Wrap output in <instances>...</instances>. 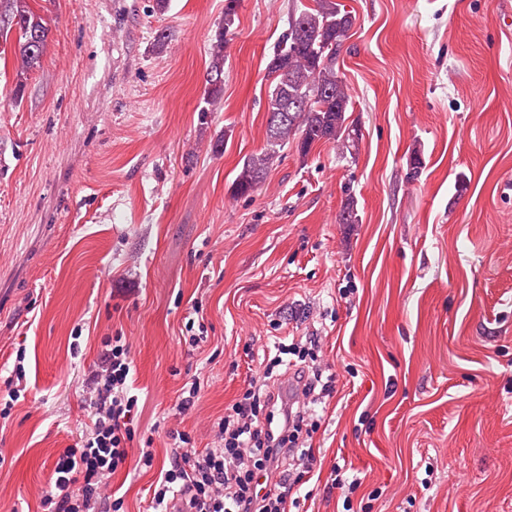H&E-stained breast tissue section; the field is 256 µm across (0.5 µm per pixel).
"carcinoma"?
Instances as JSON below:
<instances>
[{"label": "carcinoma", "instance_id": "obj_1", "mask_svg": "<svg viewBox=\"0 0 512 512\" xmlns=\"http://www.w3.org/2000/svg\"><path fill=\"white\" fill-rule=\"evenodd\" d=\"M238 0H224V25L210 47L205 93L220 96L224 87V44L233 34ZM0 44L15 36L14 56L17 81L9 93L21 99L24 79L40 66L49 45V28L30 0H0ZM355 24L351 13L336 0H314V5L294 11L288 28L279 37L267 64L271 79L267 98L266 145L249 156L236 176L234 194L248 196L264 180L281 148L292 142L307 155L320 142H341L347 151L359 149L361 131L349 122L352 102L336 70L344 42ZM339 224H358L360 217L353 199H348L336 217Z\"/></svg>", "mask_w": 512, "mask_h": 512}]
</instances>
